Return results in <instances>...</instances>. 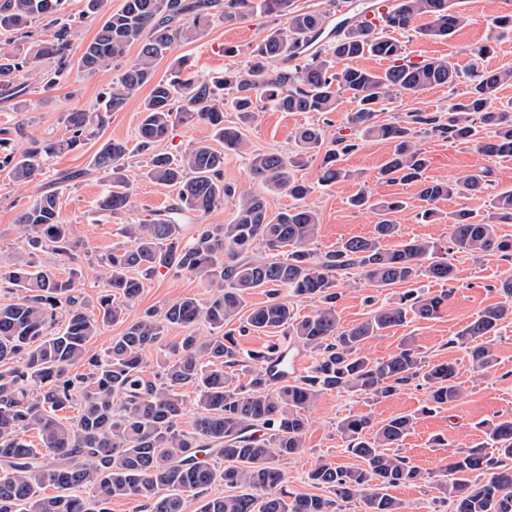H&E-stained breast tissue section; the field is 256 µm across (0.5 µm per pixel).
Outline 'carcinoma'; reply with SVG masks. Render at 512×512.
Wrapping results in <instances>:
<instances>
[{
  "mask_svg": "<svg viewBox=\"0 0 512 512\" xmlns=\"http://www.w3.org/2000/svg\"><path fill=\"white\" fill-rule=\"evenodd\" d=\"M65 0H0V33L32 39L29 51L0 49V98L22 91L21 71L45 89L58 85L73 57L81 69L95 74L124 66L105 93V113L120 112L140 90L151 86L140 103L137 149L149 153L145 176L154 184L177 190V202L156 217L129 224L130 243L112 249L104 260L106 288L89 312L80 300L75 274L57 276L25 263L0 270V283L19 292L16 300L0 304V512H110L115 498H134L144 512H184L189 496L204 497L218 483L233 494L211 497L200 512H341L353 504L358 512H407L388 488L424 478L404 456L389 453L401 445L415 424L412 414L396 416L375 426L367 415H352L338 425L352 467L318 463L308 473L315 487L331 496L292 494L283 489L282 462L305 451L307 412L328 391L347 390L376 399L388 398L415 383L425 390L422 412L431 413L462 397L456 366L441 362L423 365L418 348L408 341L387 358L373 359L364 347L387 329L414 317H437L456 281L453 256L497 255L512 259V235L499 225L512 224V190L489 198L486 214L468 210L448 214V245L405 239L391 219L410 202L374 198L362 190L350 199L360 210L383 216L371 236L353 237L321 252L312 247L319 230L317 212L300 201L313 186L296 172L323 145L322 128L297 130L296 149L284 156L253 153V178L288 194L294 204L271 214L265 198L239 191L224 182V152L245 147L240 125L252 122L262 109L314 112L328 120L343 93L356 103L348 115L354 136L338 135L320 164V180L331 185L349 177L340 157L356 150L363 138L394 144L377 180L419 185L415 217L439 218L434 204L467 191L486 189L487 172L462 181L423 178L428 158L417 142L431 134L461 143H474L488 157L512 158V112L495 106L498 91L512 84V69L486 71L480 61L493 52L491 44L473 49L468 84L461 98L445 113L412 112L387 123L378 120L382 103L394 94L415 96L438 86L455 87L457 65L445 58L413 62L392 36L414 28L417 19L428 25L420 34L446 39L464 18L453 0H399L377 16L378 23L347 18L331 25L329 12H301L293 0H124L110 13L96 36L77 47L71 27L60 22ZM259 10L286 17V25L270 28L241 68L228 67L218 76L201 78L187 56L175 58L167 75L155 78L156 66L177 42H191L217 15L235 23ZM47 22L49 38L35 39L32 24ZM136 58L124 62L128 49ZM367 56L392 62L382 71L352 65ZM342 60L351 65L337 69ZM238 121H224V106ZM72 136L64 142L35 141L23 153L9 149L10 132L0 130V172L15 183L32 181L47 158L83 141L104 116L83 109L65 115ZM202 122L224 149L199 142L182 156L157 153L155 148L178 124ZM130 150L123 141L108 139L94 153L92 168L112 178V190L98 202L101 211L116 215L134 207L133 191L124 174ZM238 201L231 223L202 225L196 237L183 241L181 223L197 219L224 204ZM20 243L49 248L70 260L76 245L61 218L57 195L46 193L25 207L17 218ZM176 268L209 278L210 297H183L160 316L147 314L128 323L104 354L90 353L89 344L100 326L124 320L125 306L143 288L138 273ZM354 275L378 291L408 284L399 301L371 307L362 322L345 327L336 303L340 281ZM422 279L445 282L448 292L430 295L415 287ZM263 289L267 300L244 310L245 297ZM498 291L504 302L487 306L449 343L466 351L476 373L487 372L497 360L488 338L501 321L512 316V278ZM310 298L316 310L302 319L292 314L288 298ZM63 330L50 328L57 320ZM217 330L202 336L196 326ZM185 329L174 357L160 356L159 377L143 378L147 353L161 349L166 332ZM288 330L296 347L310 351L314 362L307 374L275 377L265 367L276 350L238 359L237 337ZM83 363L87 371L71 375L68 368ZM242 367L241 371L234 367ZM248 378L239 382V376ZM40 386V392L31 386ZM180 386L197 391L199 410L191 430L182 429L184 400ZM78 408L73 423L58 413ZM38 430L41 447L31 446L24 433ZM488 440L448 455L440 471L437 501L448 512H512V417L489 421ZM224 462L217 467L211 458ZM48 487L57 489L52 496Z\"/></svg>",
  "mask_w": 512,
  "mask_h": 512,
  "instance_id": "obj_1",
  "label": "carcinoma"
}]
</instances>
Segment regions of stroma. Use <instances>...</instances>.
I'll list each match as a JSON object with an SVG mask.
<instances>
[{"label":"stroma","mask_w":512,"mask_h":512,"mask_svg":"<svg viewBox=\"0 0 512 512\" xmlns=\"http://www.w3.org/2000/svg\"><path fill=\"white\" fill-rule=\"evenodd\" d=\"M454 8L465 16L466 21L450 39L424 37L413 31L400 34L408 58L419 62L447 57L459 68L466 69L471 64L472 49L492 39L496 42L495 52L484 58L483 67L488 70L512 68V31L501 33L491 27L495 16L512 9V0H456ZM285 23V18L265 15H254L234 24L215 17L196 40L175 44L171 55L175 58L188 56L199 75L211 77L223 72L224 68L243 66L251 47L267 29ZM228 46L236 47L238 56H225L224 49ZM117 74V68L113 67L88 75L75 65L68 80L54 90L45 92L38 85H29L24 95L9 101L0 100V130L11 131V147L18 153L25 151L36 139H67L70 133L64 122L66 113L75 108L97 111L104 92ZM455 95V90L447 87H437L419 96L395 95L383 103L379 118L386 121L414 111L444 112ZM139 104V99H132L123 111L110 113L105 125L95 128L92 137L79 148L49 158L43 173L35 181L19 185L0 174V267H10L22 259L61 276L73 269L80 271L81 296L88 308H95L104 289L99 277L102 260L112 248L125 244L124 225L153 219L156 213L170 208L177 197L176 190L154 185L145 176L146 157L135 150ZM318 121V116L312 112H280L267 108L259 113L255 122L242 126L241 132L249 152L285 155L295 148L297 127ZM108 139L124 141L131 150L125 174L133 187L135 207L121 215L111 216L99 211L97 202L109 190L110 183L102 173L89 167L93 153ZM419 143L429 158L425 171L427 179L461 181L480 171L488 172L490 178L486 192H466L438 201L442 217L435 223H418L410 209L396 214L395 220L404 237L443 244L448 240L447 213L461 208L483 213L489 195L512 188V160L490 158L481 154L474 144L437 136L420 137ZM393 150V144L387 141H361L356 152L340 160L341 167L349 172L348 178L330 186L318 183L320 157H313L308 166L299 171V178L314 186L313 193L305 200L306 205L317 212L320 222L314 248L329 250L351 237L373 234L379 221L377 212L359 210L349 204L350 198L360 190H371L379 199L398 196L416 201L417 186L377 180L379 170ZM70 172L77 173V180L63 181V174ZM224 180L241 190H262L269 213H277L292 203L285 193L261 189L259 182L252 180L247 155L225 154ZM48 190L56 191L62 218L78 245L75 260H67L48 249L28 253L18 247L22 234L18 214ZM454 265L456 281L453 288L426 280L421 283L425 291L434 295L449 291L450 296L440 314L431 320L413 319L382 332L381 336L370 340L367 353L373 358L388 357L398 351L405 337H412L426 363L447 361L456 364L464 388L462 398L434 413L424 414L420 411L424 391L413 385L379 400L348 392L321 394L308 412L310 424L305 433V453L282 464L289 492L313 493L314 487L307 475L318 462L354 465L355 459L347 452L337 430L339 422L346 416L367 414L374 422L381 423L399 415L412 414L416 421L399 453L408 457L423 472L424 478L393 487L390 493L405 503L407 512H446L436 500L435 483L449 449L466 448L485 441V422L496 415H512V320L502 323L495 336L491 347L497 363L484 375L473 373L465 350L449 343L450 338L481 309L500 302L497 287L512 275V262L494 255L479 259L459 256ZM185 296L208 298L205 276L160 269L145 277L142 293L127 307L126 318L130 321L142 319L148 311L164 309Z\"/></svg>","instance_id":"stroma-1"}]
</instances>
